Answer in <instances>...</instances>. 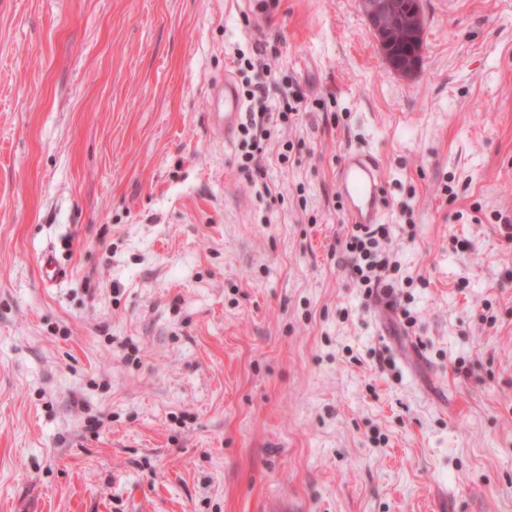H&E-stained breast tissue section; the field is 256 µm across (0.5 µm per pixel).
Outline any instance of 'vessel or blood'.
Wrapping results in <instances>:
<instances>
[{
    "label": "vessel or blood",
    "instance_id": "vessel-or-blood-1",
    "mask_svg": "<svg viewBox=\"0 0 512 512\" xmlns=\"http://www.w3.org/2000/svg\"><path fill=\"white\" fill-rule=\"evenodd\" d=\"M216 96L223 100L218 115L221 128L231 129L242 116V104L232 82L217 87ZM383 172L378 158L361 149L348 150L336 173L338 192L346 204L350 224L366 228L379 223L382 216Z\"/></svg>",
    "mask_w": 512,
    "mask_h": 512
}]
</instances>
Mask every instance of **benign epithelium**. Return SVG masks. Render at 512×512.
<instances>
[{"label": "benign epithelium", "instance_id": "7a95c632", "mask_svg": "<svg viewBox=\"0 0 512 512\" xmlns=\"http://www.w3.org/2000/svg\"><path fill=\"white\" fill-rule=\"evenodd\" d=\"M359 8L377 41L389 68L402 77L413 76L422 64L423 36L427 18L423 0H358ZM399 33L414 51L398 59L394 52V33Z\"/></svg>", "mask_w": 512, "mask_h": 512}]
</instances>
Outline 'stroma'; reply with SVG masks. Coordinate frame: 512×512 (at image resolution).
Instances as JSON below:
<instances>
[{"mask_svg":"<svg viewBox=\"0 0 512 512\" xmlns=\"http://www.w3.org/2000/svg\"><path fill=\"white\" fill-rule=\"evenodd\" d=\"M424 10L406 79L357 0H0V512H512V0ZM239 53L302 98L254 181ZM359 146L408 327L342 250ZM215 95L224 100V112H214L217 116L218 123L221 129L224 128V132L233 128L238 124L242 116V104L236 88L231 81H224V84L217 87Z\"/></svg>","mask_w":512,"mask_h":512,"instance_id":"1","label":"stroma"}]
</instances>
